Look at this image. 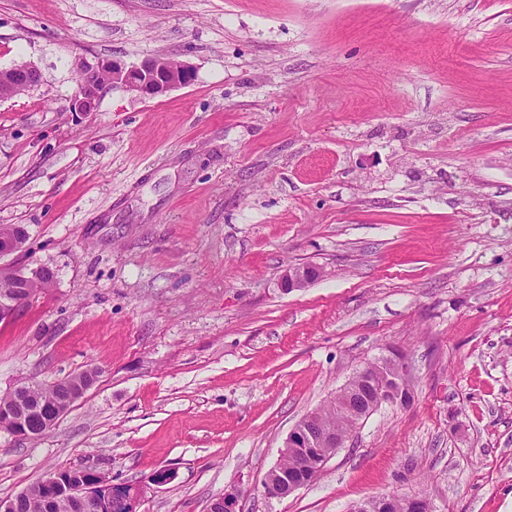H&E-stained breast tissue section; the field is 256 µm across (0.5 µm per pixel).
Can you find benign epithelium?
Returning <instances> with one entry per match:
<instances>
[{
    "label": "benign epithelium",
    "mask_w": 512,
    "mask_h": 512,
    "mask_svg": "<svg viewBox=\"0 0 512 512\" xmlns=\"http://www.w3.org/2000/svg\"><path fill=\"white\" fill-rule=\"evenodd\" d=\"M79 71L85 77L81 88L76 92L71 106L76 112H93L108 86H120L142 98H155L174 88L190 84L194 71L184 63H174L164 57L153 56L138 64L127 65L112 60L89 62L79 61ZM10 82L0 84V100L12 98L37 87L41 82V72L32 62L23 61L8 69ZM106 73L111 84L98 81L97 76ZM29 238L28 230L18 224L0 225V258L19 252ZM325 274L323 268L312 264L293 265L288 268L281 280L286 291L306 288ZM14 282L13 292L0 298V321L13 318L20 307L29 303L33 295L29 292L31 282H53V271L47 266L17 268L9 271ZM410 366L398 353H391L374 362L367 363L355 372L374 388L367 411L359 413L354 420L360 422L383 405L408 406L413 394L405 391L409 382ZM96 371L89 370L82 378L72 380L66 397L60 399L52 412L43 419V427L35 431L28 422V401L31 384L23 383L7 393L9 404L0 403V430H4L19 440H31L55 426L94 384ZM350 436L335 430L331 425L316 418V413L303 417L289 432L284 442L288 452L300 454L305 448L318 443L326 448L346 447ZM44 492L50 497L64 493L65 497L88 512H97L101 501H112L115 512H136L142 497V490L133 484H114L112 478L102 472L96 473V480L72 481L64 486L58 484L55 474L45 476L42 481ZM304 487V484L277 473L271 468L262 481V493L267 499L282 498ZM250 495V490L239 485L229 486L224 493L211 499L206 512H238L239 501Z\"/></svg>",
    "instance_id": "obj_1"
}]
</instances>
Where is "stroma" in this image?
<instances>
[{"label": "stroma", "mask_w": 512, "mask_h": 512, "mask_svg": "<svg viewBox=\"0 0 512 512\" xmlns=\"http://www.w3.org/2000/svg\"><path fill=\"white\" fill-rule=\"evenodd\" d=\"M193 81L75 112V60ZM5 267L55 282L0 322V394L94 368L43 437L0 432V500L59 469L139 512H350L422 494L512 512V0H0ZM325 275L283 291L289 265ZM402 350L384 406L312 485L259 486L290 430ZM174 471L157 485L155 472ZM0 72H10V82L0 83V100L12 98L33 90L41 82V72L32 62L23 61L14 64L9 69ZM29 238L28 230L18 224L0 225V258L19 252ZM250 492L239 485L229 486L224 489V493L211 499L206 512H238L239 501L250 495Z\"/></svg>", "instance_id": "obj_1"}]
</instances>
